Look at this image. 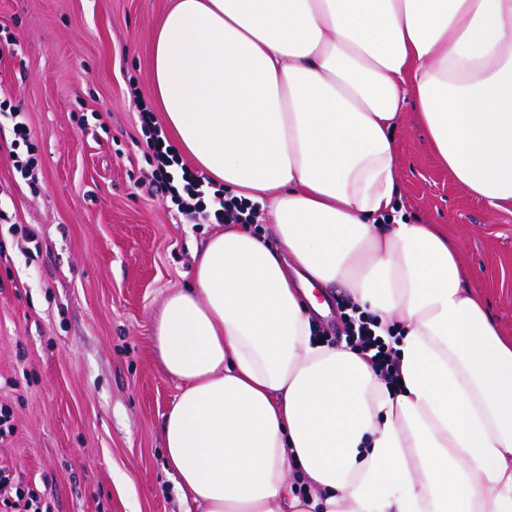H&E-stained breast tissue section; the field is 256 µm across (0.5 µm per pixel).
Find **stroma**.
<instances>
[{
	"instance_id": "obj_1",
	"label": "stroma",
	"mask_w": 512,
	"mask_h": 512,
	"mask_svg": "<svg viewBox=\"0 0 512 512\" xmlns=\"http://www.w3.org/2000/svg\"><path fill=\"white\" fill-rule=\"evenodd\" d=\"M171 0H0V101L20 105L34 176L0 140V463L52 512H198L166 462L179 392L152 328L193 281L192 250L219 232L165 194L139 120L153 104L150 41ZM396 202L439 225L468 287L512 337V206L457 185L413 105L396 132Z\"/></svg>"
}]
</instances>
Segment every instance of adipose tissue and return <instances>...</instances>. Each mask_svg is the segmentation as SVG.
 Masks as SVG:
<instances>
[{
	"label": "adipose tissue",
	"instance_id": "ef3b65f1",
	"mask_svg": "<svg viewBox=\"0 0 512 512\" xmlns=\"http://www.w3.org/2000/svg\"><path fill=\"white\" fill-rule=\"evenodd\" d=\"M151 60L180 150L275 235H213L155 322L181 383L163 422L181 497L512 512V339L447 234L396 215L393 138L413 102L455 181L512 206V0H173ZM328 287L399 332V388L314 337Z\"/></svg>",
	"mask_w": 512,
	"mask_h": 512
}]
</instances>
